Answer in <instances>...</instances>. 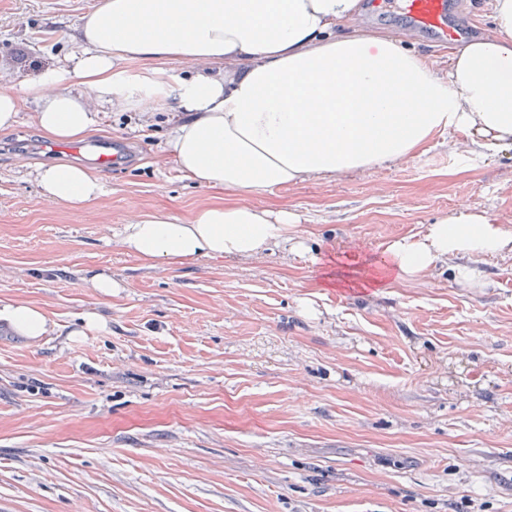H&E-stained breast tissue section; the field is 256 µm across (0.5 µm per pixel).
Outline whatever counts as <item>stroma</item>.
I'll use <instances>...</instances> for the list:
<instances>
[{
    "instance_id": "obj_1",
    "label": "stroma",
    "mask_w": 512,
    "mask_h": 512,
    "mask_svg": "<svg viewBox=\"0 0 512 512\" xmlns=\"http://www.w3.org/2000/svg\"><path fill=\"white\" fill-rule=\"evenodd\" d=\"M97 0H0V84L74 49ZM363 28L448 51L397 12ZM35 103L0 129V301L40 307L32 341L0 321V512H512V254L479 284L446 265L381 291L325 280L460 209L512 228V148L459 154L442 133L406 161L258 190L304 250L149 264L122 247L149 213L188 221L236 194L183 179L165 113L114 110L86 143L133 145L104 195L45 199ZM111 273V296L86 285ZM105 330L81 333L85 313Z\"/></svg>"
}]
</instances>
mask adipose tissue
<instances>
[{"label":"adipose tissue","mask_w":512,"mask_h":512,"mask_svg":"<svg viewBox=\"0 0 512 512\" xmlns=\"http://www.w3.org/2000/svg\"><path fill=\"white\" fill-rule=\"evenodd\" d=\"M494 30L448 57L447 76L401 39L360 30L361 0H101L81 19L79 48L20 86H0V129L22 101L57 141L81 140L99 108H164L168 151L183 176L238 202L199 210L188 222L164 213L123 225L121 244L148 262L256 258L292 243V215L246 203L260 189L340 177L407 160L434 135L460 133L466 152L512 146V0H489ZM223 65L215 76H173L170 61ZM143 62L140 70L128 69ZM44 198L72 206L97 201L94 170H39ZM512 253V229L486 214L461 213L424 235L391 242L367 278L385 286L448 264L461 284L480 264ZM0 320L40 339L42 309L0 305Z\"/></svg>","instance_id":"adipose-tissue-1"}]
</instances>
